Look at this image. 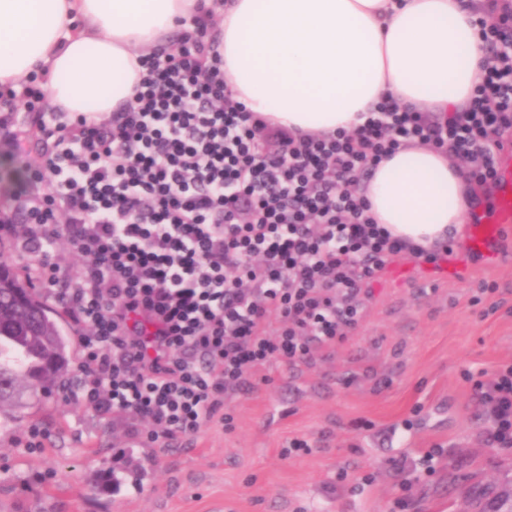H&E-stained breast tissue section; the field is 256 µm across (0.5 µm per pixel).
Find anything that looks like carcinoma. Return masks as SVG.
I'll return each mask as SVG.
<instances>
[{
  "label": "carcinoma",
  "instance_id": "carcinoma-1",
  "mask_svg": "<svg viewBox=\"0 0 512 512\" xmlns=\"http://www.w3.org/2000/svg\"><path fill=\"white\" fill-rule=\"evenodd\" d=\"M27 284L11 273L0 279V421L18 423L22 411L40 401L70 372L69 347L55 313L44 302L26 305L17 292Z\"/></svg>",
  "mask_w": 512,
  "mask_h": 512
}]
</instances>
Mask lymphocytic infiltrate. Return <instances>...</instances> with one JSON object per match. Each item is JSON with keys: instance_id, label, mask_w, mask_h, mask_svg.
Wrapping results in <instances>:
<instances>
[{"instance_id": "1", "label": "lymphocytic infiltrate", "mask_w": 512, "mask_h": 512, "mask_svg": "<svg viewBox=\"0 0 512 512\" xmlns=\"http://www.w3.org/2000/svg\"><path fill=\"white\" fill-rule=\"evenodd\" d=\"M511 22L506 5L480 22L490 56L467 107L384 100L350 132H290L247 112L204 23L144 58L132 101L108 117L46 111V89L27 88L12 109L46 151L13 185L0 230L24 225L34 275L68 305L85 403L170 447L224 424L225 394L267 363L344 341L392 262H437L377 224L356 186L415 143L454 148L468 182L496 183L512 137ZM62 240L80 258L63 277ZM479 400L491 443L511 448L512 364Z\"/></svg>"}]
</instances>
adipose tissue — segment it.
Segmentation results:
<instances>
[{"label":"adipose tissue","mask_w":512,"mask_h":512,"mask_svg":"<svg viewBox=\"0 0 512 512\" xmlns=\"http://www.w3.org/2000/svg\"><path fill=\"white\" fill-rule=\"evenodd\" d=\"M212 14L234 98L272 126L353 130L384 98L465 107L488 54L476 26L491 0H0V88L40 77L50 107L97 118L127 103L139 59ZM377 223L434 250L469 215L461 166L399 149L364 183Z\"/></svg>","instance_id":"adipose-tissue-1"}]
</instances>
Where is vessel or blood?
Listing matches in <instances>:
<instances>
[{"instance_id": "b4317fda", "label": "vessel or blood", "mask_w": 512, "mask_h": 512, "mask_svg": "<svg viewBox=\"0 0 512 512\" xmlns=\"http://www.w3.org/2000/svg\"><path fill=\"white\" fill-rule=\"evenodd\" d=\"M512 226V158L499 162L498 184L496 186L493 212L490 218L478 224L468 225L460 254L461 263L451 265L440 262L437 267L439 277L459 280L463 277L464 259L478 256L495 263L504 255L503 240L505 231Z\"/></svg>"}]
</instances>
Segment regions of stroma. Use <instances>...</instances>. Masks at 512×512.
<instances>
[{
    "label": "stroma",
    "instance_id": "1",
    "mask_svg": "<svg viewBox=\"0 0 512 512\" xmlns=\"http://www.w3.org/2000/svg\"><path fill=\"white\" fill-rule=\"evenodd\" d=\"M428 271L385 274L347 339L225 395L229 430L134 443L68 383L0 429V512H479L470 486L512 492V448L489 443L476 397L512 363V253L471 261L462 282ZM30 425L46 430L43 451L21 443ZM295 438L309 452L284 456Z\"/></svg>",
    "mask_w": 512,
    "mask_h": 512
}]
</instances>
